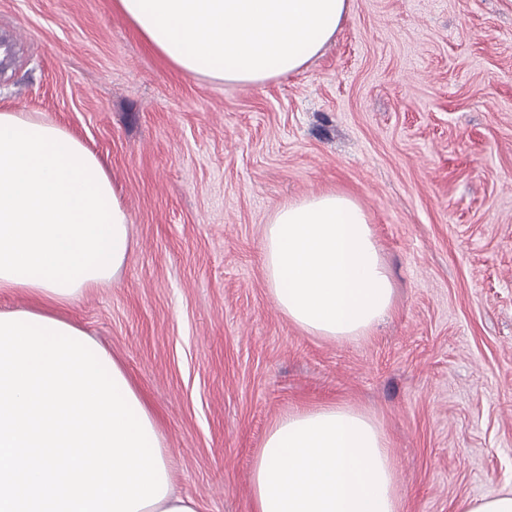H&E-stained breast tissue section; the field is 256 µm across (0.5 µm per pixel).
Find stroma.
Masks as SVG:
<instances>
[{
	"label": "stroma",
	"mask_w": 512,
	"mask_h": 512,
	"mask_svg": "<svg viewBox=\"0 0 512 512\" xmlns=\"http://www.w3.org/2000/svg\"><path fill=\"white\" fill-rule=\"evenodd\" d=\"M113 0H0V107L64 125L131 220L118 278L68 314L158 420L176 490L251 512L254 456L295 408L389 434L404 512L512 488V0H352L335 39L262 85L188 77ZM367 212L396 305L372 336L306 335L263 263L281 203Z\"/></svg>",
	"instance_id": "stroma-1"
}]
</instances>
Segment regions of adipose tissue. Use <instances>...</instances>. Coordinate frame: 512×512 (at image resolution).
<instances>
[{"mask_svg": "<svg viewBox=\"0 0 512 512\" xmlns=\"http://www.w3.org/2000/svg\"><path fill=\"white\" fill-rule=\"evenodd\" d=\"M152 48L191 77L263 84L303 69L351 0H116ZM130 218L98 157L64 126L0 108V294L61 320L116 280ZM271 296L310 336L357 342L391 312L395 288L361 205L327 192L277 206L263 242ZM253 512H402L389 438L348 405L279 419L251 470Z\"/></svg>", "mask_w": 512, "mask_h": 512, "instance_id": "adipose-tissue-1", "label": "adipose tissue"}]
</instances>
